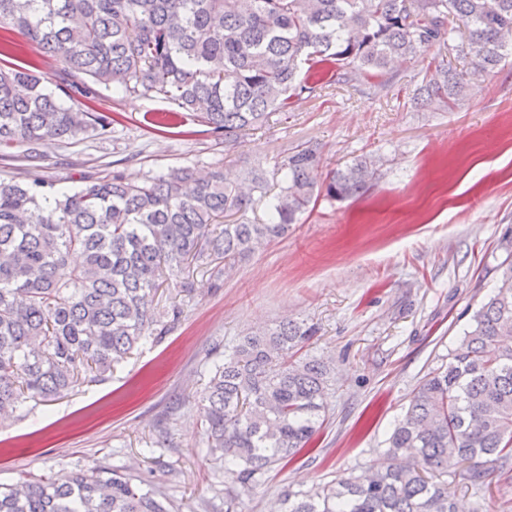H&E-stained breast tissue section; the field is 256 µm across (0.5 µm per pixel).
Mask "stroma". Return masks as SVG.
Returning <instances> with one entry per match:
<instances>
[{"mask_svg": "<svg viewBox=\"0 0 512 512\" xmlns=\"http://www.w3.org/2000/svg\"><path fill=\"white\" fill-rule=\"evenodd\" d=\"M439 47L394 65L384 87L360 76L300 96L241 145L225 151L192 113L164 128L160 98L92 87L73 93L115 119L103 139L40 147L41 173L60 188L80 173L120 169L141 178L182 166L222 163L228 177L318 145L317 181L354 159L375 162L364 195L319 199L287 236L264 243L212 289L195 268L160 286L158 309L178 320L114 370L67 395L0 422V482L62 469L120 468L155 486L173 512H277L286 493L373 474L414 389L448 352L512 260V57L491 74L462 67L464 90L450 110L412 111L409 99ZM294 321L314 327L305 354L333 359L334 381L312 452L242 488L210 460L200 413L216 352L252 331ZM462 506L512 512V472L490 466L481 493L448 472ZM232 504H225L226 494Z\"/></svg>", "mask_w": 512, "mask_h": 512, "instance_id": "obj_1", "label": "stroma"}]
</instances>
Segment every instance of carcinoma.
Wrapping results in <instances>:
<instances>
[{
	"label": "carcinoma",
	"instance_id": "carcinoma-1",
	"mask_svg": "<svg viewBox=\"0 0 512 512\" xmlns=\"http://www.w3.org/2000/svg\"><path fill=\"white\" fill-rule=\"evenodd\" d=\"M462 21L464 30L451 25ZM0 29L22 33L60 64L61 74L196 112L224 150L288 112L323 80L348 84L385 75L398 60L433 46L458 63L494 71L512 55V0H0ZM459 73L441 58L428 67L414 107H443ZM48 80L0 67V146L103 138L115 120L65 104ZM319 148L306 145L277 168L283 186L264 224L245 218L264 168L243 184L224 167L171 168L141 180L116 169L84 174L71 190L30 171L0 177V417L62 397L103 376L139 344L168 273L194 264L210 287L266 241L288 234L324 196L364 194L373 161L361 157L317 184ZM236 215L233 223L218 219ZM82 256L74 265L71 257ZM312 329L286 322L250 333L213 363L201 413L209 454L243 487L308 448L325 414L334 364L291 360ZM370 478L287 493L283 512H458L448 469L472 488L485 462L512 470V262L474 312L448 365L416 387ZM0 512H168L151 484L138 487L107 467L0 483Z\"/></svg>",
	"mask_w": 512,
	"mask_h": 512
}]
</instances>
